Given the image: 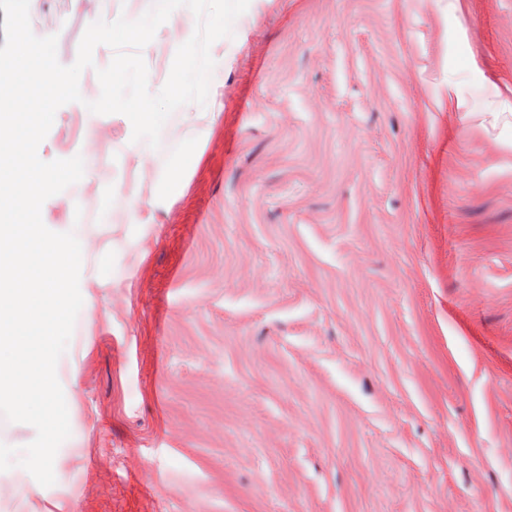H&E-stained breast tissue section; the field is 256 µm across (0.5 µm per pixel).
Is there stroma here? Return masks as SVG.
<instances>
[{
    "instance_id": "obj_1",
    "label": "stroma",
    "mask_w": 512,
    "mask_h": 512,
    "mask_svg": "<svg viewBox=\"0 0 512 512\" xmlns=\"http://www.w3.org/2000/svg\"><path fill=\"white\" fill-rule=\"evenodd\" d=\"M153 0H30L73 64ZM196 17L142 50L159 91ZM188 149L137 154L120 114L60 107L41 160L100 193L56 375L55 482L0 472V512H512V0H249L214 42ZM154 226L141 239L131 211Z\"/></svg>"
}]
</instances>
